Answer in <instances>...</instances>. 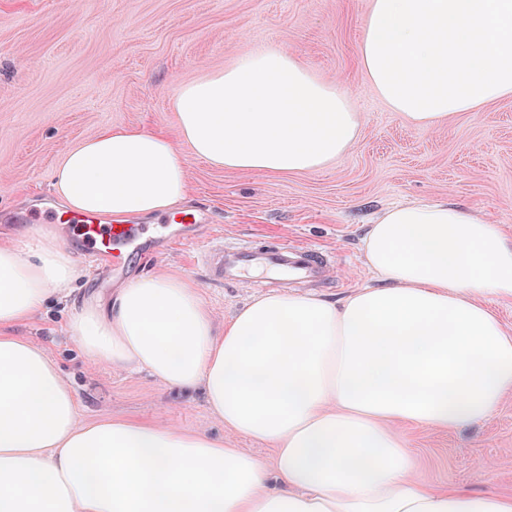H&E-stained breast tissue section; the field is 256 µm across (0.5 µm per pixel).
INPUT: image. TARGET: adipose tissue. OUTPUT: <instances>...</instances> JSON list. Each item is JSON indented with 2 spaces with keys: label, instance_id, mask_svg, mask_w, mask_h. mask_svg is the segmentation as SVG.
<instances>
[{
  "label": "adipose tissue",
  "instance_id": "1",
  "mask_svg": "<svg viewBox=\"0 0 512 512\" xmlns=\"http://www.w3.org/2000/svg\"><path fill=\"white\" fill-rule=\"evenodd\" d=\"M376 94L411 124L512 97V0H372L359 45ZM178 137L99 132L53 173L66 207L147 217L187 194V156L255 173L312 172L359 135L348 94L270 47L184 84ZM379 286L341 301L270 292L218 323L176 275L87 305L68 332L93 360L201 392L272 465L203 432L84 423L56 364L13 335L80 272L52 236L0 246V512H512V494L418 477L394 422L456 430L512 392V235L452 201L381 211L361 242Z\"/></svg>",
  "mask_w": 512,
  "mask_h": 512
}]
</instances>
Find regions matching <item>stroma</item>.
I'll return each instance as SVG.
<instances>
[{"label":"stroma","mask_w":512,"mask_h":512,"mask_svg":"<svg viewBox=\"0 0 512 512\" xmlns=\"http://www.w3.org/2000/svg\"><path fill=\"white\" fill-rule=\"evenodd\" d=\"M369 7L370 0H0V244H25L23 225L6 214L45 199L60 208L52 173L69 150L110 127L176 135L173 103L184 83L270 46L346 87L360 136L335 162L304 174H254L188 157L186 200L211 216L202 235L321 249L333 277L303 290L337 299L375 284L359 239L389 205L454 201L512 234V98L434 128L409 125L373 94L361 71ZM195 253L171 240L163 254L129 257L128 276H185L222 320L252 297L280 289L263 274L212 284ZM75 263L82 277L69 297L47 304L19 333L58 365L81 420L161 422L272 462L271 444L226 431L200 393L171 391L146 371L114 369L80 350L67 332L70 317L107 301L121 282L101 263ZM399 432L427 481L512 493V394L479 425H407Z\"/></svg>","instance_id":"1"}]
</instances>
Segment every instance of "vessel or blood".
<instances>
[{"instance_id": "obj_1", "label": "vessel or blood", "mask_w": 512, "mask_h": 512, "mask_svg": "<svg viewBox=\"0 0 512 512\" xmlns=\"http://www.w3.org/2000/svg\"><path fill=\"white\" fill-rule=\"evenodd\" d=\"M206 220L195 205H187L165 215L161 231L151 225L115 220L97 212L71 210H34L14 216L17 224H63L77 249L108 261L114 272H123L126 259L147 245L161 244L166 232H174L181 242L199 244L197 227ZM210 280L230 283L245 279L253 273H263L283 286L298 281H324L329 277V263L324 254L314 248L292 243L253 241L244 245L204 246Z\"/></svg>"}]
</instances>
